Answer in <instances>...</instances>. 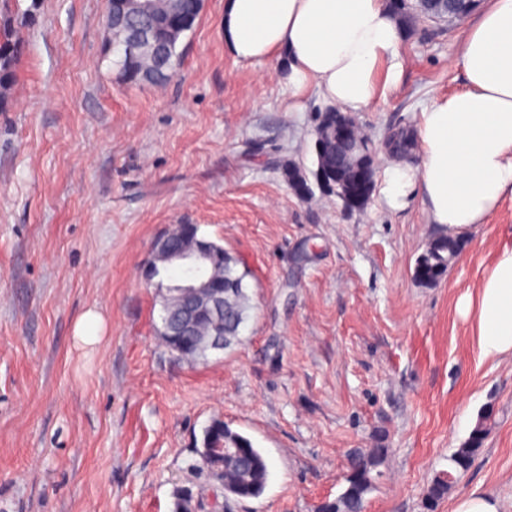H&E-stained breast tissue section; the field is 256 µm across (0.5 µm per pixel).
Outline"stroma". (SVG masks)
<instances>
[{
  "label": "stroma",
  "mask_w": 512,
  "mask_h": 512,
  "mask_svg": "<svg viewBox=\"0 0 512 512\" xmlns=\"http://www.w3.org/2000/svg\"><path fill=\"white\" fill-rule=\"evenodd\" d=\"M107 0H11L25 44L0 112V512H171L216 419L269 465L260 497L224 512H316L357 448L391 450L366 512H424L434 475L478 420L483 449L436 512L463 495L512 512V355L481 358L461 296L512 244V199L464 235L434 285L416 260L437 235L421 199L372 193L349 211L302 198L280 165L314 166L317 89L295 99L274 58L224 48V0H204L161 87L121 82ZM465 25L403 27L399 83L356 118L373 141L465 86ZM179 224L238 256L252 309L233 348L190 362L164 346L150 246ZM106 319L84 347L74 327ZM105 324L102 313L88 310L76 323L75 337L84 345H94L99 342Z\"/></svg>",
  "instance_id": "35a3bbf8"
}]
</instances>
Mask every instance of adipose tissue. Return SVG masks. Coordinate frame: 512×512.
I'll return each instance as SVG.
<instances>
[{
	"mask_svg": "<svg viewBox=\"0 0 512 512\" xmlns=\"http://www.w3.org/2000/svg\"><path fill=\"white\" fill-rule=\"evenodd\" d=\"M387 0H224V46L242 63L285 57L294 97L321 89L328 106L371 108L404 70ZM455 64L464 90L436 97L417 125L419 163L389 164L380 192L394 209L421 198L450 233L483 223L512 196V0H490ZM482 357L512 353V247L458 303Z\"/></svg>",
	"mask_w": 512,
	"mask_h": 512,
	"instance_id": "1",
	"label": "adipose tissue"
}]
</instances>
